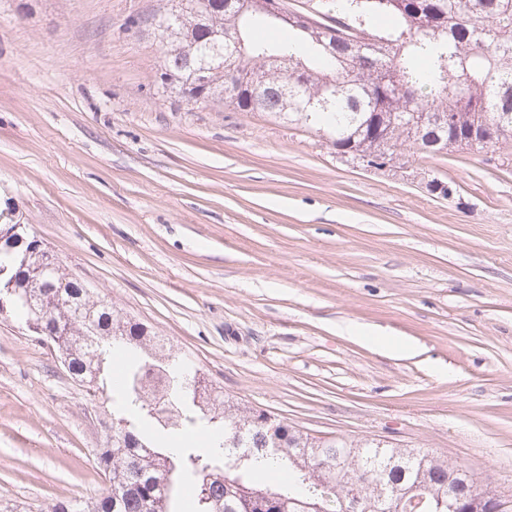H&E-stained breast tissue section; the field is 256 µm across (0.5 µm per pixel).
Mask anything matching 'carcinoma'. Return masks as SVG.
<instances>
[{
    "instance_id": "1",
    "label": "carcinoma",
    "mask_w": 512,
    "mask_h": 512,
    "mask_svg": "<svg viewBox=\"0 0 512 512\" xmlns=\"http://www.w3.org/2000/svg\"><path fill=\"white\" fill-rule=\"evenodd\" d=\"M156 23L165 42L160 82L188 101L220 99L316 128L336 155L383 168L409 145L428 154L512 141V0H185ZM288 28L294 40L258 39ZM194 44L186 58L181 47ZM208 71V83L198 72ZM0 243V295L12 314L42 322L69 357L72 378L95 389L107 356L123 350L112 423L97 465L110 491L50 512H176L188 486L195 512H449L454 496L488 493L477 475L415 448L316 440L224 397L203 373L165 352L149 328L96 300L60 266L32 272L26 251ZM58 292L43 301V282ZM223 432L184 446L186 430Z\"/></svg>"
}]
</instances>
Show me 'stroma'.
I'll list each match as a JSON object with an SVG mask.
<instances>
[{"label":"stroma","mask_w":512,"mask_h":512,"mask_svg":"<svg viewBox=\"0 0 512 512\" xmlns=\"http://www.w3.org/2000/svg\"><path fill=\"white\" fill-rule=\"evenodd\" d=\"M165 0H0V197L243 407L421 448L512 500V142L380 170L163 91ZM439 179L450 198L429 191ZM0 316V500L110 483L112 394Z\"/></svg>","instance_id":"35a3bbf8"}]
</instances>
